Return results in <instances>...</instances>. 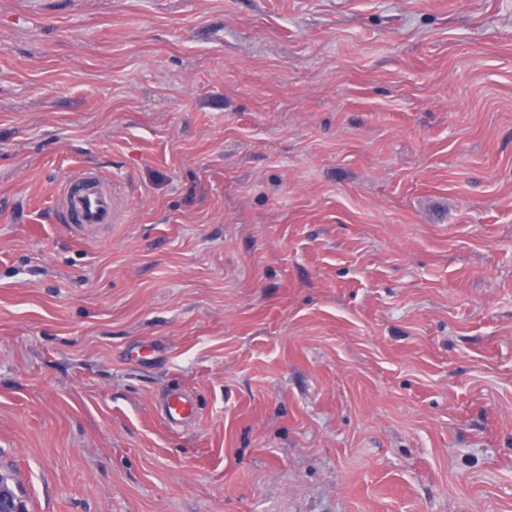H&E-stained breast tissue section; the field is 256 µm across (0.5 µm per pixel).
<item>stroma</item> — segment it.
Listing matches in <instances>:
<instances>
[{
  "mask_svg": "<svg viewBox=\"0 0 512 512\" xmlns=\"http://www.w3.org/2000/svg\"><path fill=\"white\" fill-rule=\"evenodd\" d=\"M83 168L127 214L93 241ZM0 473L25 512H512V0H0ZM60 220L79 235H91L125 222V210L112 180L99 172H86L65 182L57 200ZM196 412L194 398L184 392L174 390L167 394L160 415L171 429H178L187 423Z\"/></svg>",
  "mask_w": 512,
  "mask_h": 512,
  "instance_id": "stroma-1",
  "label": "stroma"
}]
</instances>
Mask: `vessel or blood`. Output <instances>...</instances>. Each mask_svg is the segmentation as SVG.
Here are the masks:
<instances>
[{
  "instance_id": "obj_1",
  "label": "vessel or blood",
  "mask_w": 512,
  "mask_h": 512,
  "mask_svg": "<svg viewBox=\"0 0 512 512\" xmlns=\"http://www.w3.org/2000/svg\"><path fill=\"white\" fill-rule=\"evenodd\" d=\"M57 210L61 222L82 235L125 221V210L116 196L115 185L109 177L98 172H86L65 182L57 200ZM195 412L194 398L174 390L167 394L160 415L168 427L177 429Z\"/></svg>"
}]
</instances>
